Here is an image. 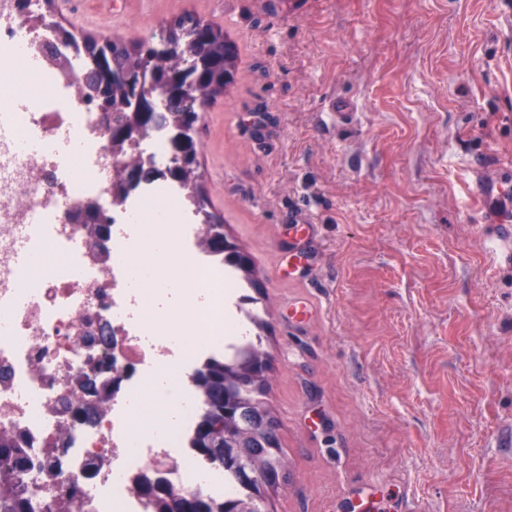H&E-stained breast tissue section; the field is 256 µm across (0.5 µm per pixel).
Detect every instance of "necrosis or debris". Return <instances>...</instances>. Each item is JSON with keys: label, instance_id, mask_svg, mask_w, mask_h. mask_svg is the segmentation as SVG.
<instances>
[{"label": "necrosis or debris", "instance_id": "4bbe7bcc", "mask_svg": "<svg viewBox=\"0 0 512 512\" xmlns=\"http://www.w3.org/2000/svg\"><path fill=\"white\" fill-rule=\"evenodd\" d=\"M40 61L35 84L14 86L27 57ZM83 51L65 42L40 19V0H0V431L21 440L33 467L24 480L37 499L67 494L79 479L71 512H150L133 486L141 479L197 488L212 475L191 447L202 414L194 377L219 350L200 347L180 371L187 404L179 424L154 438L126 425L129 410L148 374L179 361L168 335L170 310L148 313L144 283L169 276L166 264H134L145 244L146 209L174 205L177 233L188 273L200 298L190 321L208 336L224 328V311L207 301L212 280L223 277L215 256L195 246L194 214L173 182L157 178L112 202V144L102 133L99 102L79 91L88 68ZM67 132L83 163L72 168L58 151ZM100 204L111 223V246L98 255L89 224L75 220L87 201ZM32 253L28 267L17 261L20 243ZM107 359L124 379L100 405H93L73 439L60 438L68 418L74 377L87 373L90 356Z\"/></svg>", "mask_w": 512, "mask_h": 512}]
</instances>
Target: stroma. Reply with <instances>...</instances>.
Segmentation results:
<instances>
[{
  "mask_svg": "<svg viewBox=\"0 0 512 512\" xmlns=\"http://www.w3.org/2000/svg\"><path fill=\"white\" fill-rule=\"evenodd\" d=\"M50 13L127 43L189 13L236 48L232 84L200 111L198 173L261 289L288 462L270 512H512V228L473 195L478 168L512 182V0ZM302 221L310 262L288 249Z\"/></svg>",
  "mask_w": 512,
  "mask_h": 512,
  "instance_id": "stroma-1",
  "label": "stroma"
}]
</instances>
